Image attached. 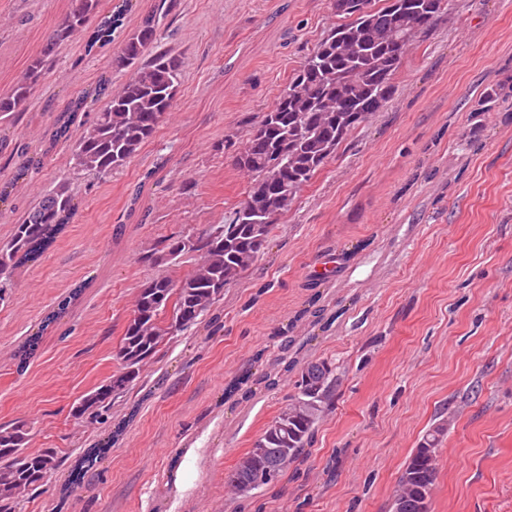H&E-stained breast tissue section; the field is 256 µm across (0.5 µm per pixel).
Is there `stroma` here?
Wrapping results in <instances>:
<instances>
[{
    "instance_id": "stroma-1",
    "label": "stroma",
    "mask_w": 512,
    "mask_h": 512,
    "mask_svg": "<svg viewBox=\"0 0 512 512\" xmlns=\"http://www.w3.org/2000/svg\"><path fill=\"white\" fill-rule=\"evenodd\" d=\"M153 6L100 0L0 123V241L61 182L75 204L0 302V425L27 422L30 450L58 458L17 512H390L413 448L449 415L430 512H512V0H450L268 252L163 342L105 420L75 418L115 370L140 289L194 264L149 262L150 249L240 205L250 178L234 156L252 122L340 21L330 0H176L160 22L182 61L172 112L123 168L76 172L70 143L51 139L58 119L77 101L83 122L105 109L98 87L128 78L112 59ZM69 7L0 0V95ZM115 14L110 41L90 45ZM311 361L336 368L334 409L280 484L236 496L226 473Z\"/></svg>"
}]
</instances>
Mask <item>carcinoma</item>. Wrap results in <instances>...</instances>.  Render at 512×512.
<instances>
[{
	"label": "carcinoma",
	"mask_w": 512,
	"mask_h": 512,
	"mask_svg": "<svg viewBox=\"0 0 512 512\" xmlns=\"http://www.w3.org/2000/svg\"><path fill=\"white\" fill-rule=\"evenodd\" d=\"M28 65L10 92L0 96V118L22 110L45 75L55 48L81 31L100 0H79ZM176 0H158L115 58L129 76L108 92L106 108L82 130L64 121L56 136L74 140V168L104 176L125 166L154 136L171 112L181 83V60L162 43L158 15H168ZM342 22L330 31L289 77L271 108L253 123L235 165L251 176L244 200L225 224L201 234L165 236L147 259L175 261L195 257L189 273L159 276L139 291L133 316L116 350L117 368L94 392L78 403L95 418L109 412L112 400L139 377L142 367L168 336L195 325L224 296V288L248 271L268 248L277 216L288 210L296 194L336 155L348 134L380 111L394 92V77L412 46L404 51L395 40L414 29L426 31L448 6V0H332ZM74 212L69 184L43 195L0 242V293L13 288L22 260L53 241L60 225ZM335 368L309 362L301 368L296 393L263 428L256 442L227 476L253 474L270 465L295 463L311 441L316 424L334 406ZM449 419L432 426L415 448L398 480L394 496L414 503L420 490L432 493L438 477V453ZM30 426H0V512H15L24 497L56 466L51 448L28 449Z\"/></svg>",
	"instance_id": "cac0c4a2"
}]
</instances>
